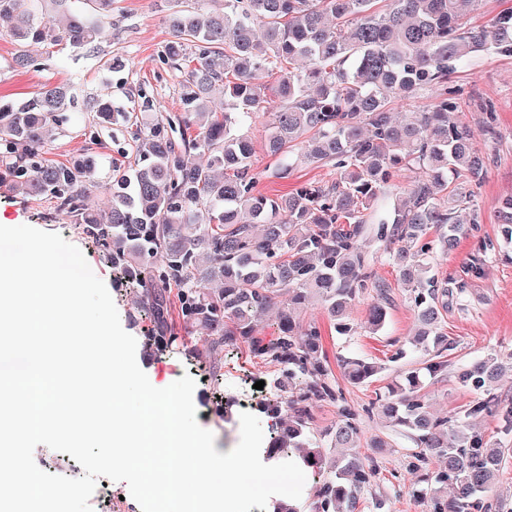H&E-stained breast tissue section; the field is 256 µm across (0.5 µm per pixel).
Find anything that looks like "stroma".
I'll return each mask as SVG.
<instances>
[{
  "instance_id": "35a3bbf8",
  "label": "stroma",
  "mask_w": 512,
  "mask_h": 512,
  "mask_svg": "<svg viewBox=\"0 0 512 512\" xmlns=\"http://www.w3.org/2000/svg\"><path fill=\"white\" fill-rule=\"evenodd\" d=\"M176 8L175 0H117L112 12L111 40L77 55L67 48L31 46L30 54L40 63L35 70L15 68L13 58L18 47L0 36V98L26 101L46 86L70 84L83 99L104 89L111 91L112 109L116 112L136 115L147 110L181 111L180 74L162 61V50L171 38L166 17ZM116 57L124 61V69L109 68L110 59ZM448 86L455 92L460 118L471 127L475 146L486 158V173L483 181L471 189L481 213L478 236H463L454 251L438 253L434 270L441 277L459 271L476 256V238L490 240L492 248L481 257V274L470 278L460 298L448 305V369L424 384L423 392L432 410L447 417L463 414L484 394L459 383V367L491 353L512 355V242L502 238L496 218L498 202L512 196V55H475L457 67ZM489 109L496 114L490 127L485 124V112ZM91 118V113L80 109L69 112L67 123L52 133L53 158L68 160L85 154L87 142L82 129ZM266 120V115H257L248 130L253 160L264 172L257 192L284 195L298 185L331 178L330 168L304 164L288 178H277V161L265 149ZM0 222L54 232L78 247L89 266L101 272L123 329L136 338L137 362L150 383L167 386L183 375H190L196 383L193 402L197 422L214 434L217 452L236 447L241 411L236 406L225 409L223 399L247 395L260 380L272 383L276 376L273 365L253 358L244 348L223 352L209 364H201L193 355L200 332L189 326L180 331V346L148 349L146 338L153 329L150 316L142 310L136 296L117 282L111 264L96 245L78 234L68 218L56 213L47 201L17 194L9 185L1 184ZM364 247L378 254L373 269L390 288L392 303L384 327L376 332L366 327L367 309L372 301L368 295L356 300L351 309L354 333L350 336L334 331L321 305H311L299 314L302 323L320 326L329 360L354 353L380 366V373L361 385L348 383L340 368H333L345 400L357 407L368 405L387 386L402 382L404 372L418 368L421 360L419 354L409 350L415 316L405 286L387 257L380 255L379 244L368 241ZM362 429L360 452L372 459L375 474L364 492L365 506L361 512H432L429 501L417 498L413 491L420 487L427 470L437 468V460L419 459L410 437L378 415L363 417ZM476 430L484 441L509 451L495 487L482 496L478 512H512V426L493 416L478 421ZM376 439L383 440V447H373Z\"/></svg>"
}]
</instances>
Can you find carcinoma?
I'll use <instances>...</instances> for the list:
<instances>
[{
    "label": "carcinoma",
    "mask_w": 512,
    "mask_h": 512,
    "mask_svg": "<svg viewBox=\"0 0 512 512\" xmlns=\"http://www.w3.org/2000/svg\"><path fill=\"white\" fill-rule=\"evenodd\" d=\"M113 0H0V20L17 45L91 48L112 30ZM193 0L168 18L172 40L164 60L183 75V113L140 123L112 111L111 95L87 99L102 123L129 129L132 164L109 162V176L94 180L99 155L54 161L47 133L78 98L69 85L22 102L0 101V183L40 197L92 240L124 283L138 288L139 304L154 319L149 348L179 339L169 317L176 292L183 322L202 330L196 355L207 359L242 346L278 367L284 397L261 407L280 421L268 441L270 460L296 451L301 466L319 476L314 512H357L370 484L371 460L344 448L360 447L361 414L377 411L408 433L424 458L440 467L416 490L434 512H467L495 484L505 452L475 432H464L494 412L495 400L475 403L461 425L430 412L423 380L448 369L444 313L456 277L432 273V253L479 230L471 196L448 191V172L477 184L486 173L474 134L459 118L445 87L456 64L477 53L512 54V7L485 25L469 23L481 0ZM278 73V104L271 112L268 155L284 159L276 175L288 178L294 149L307 164L329 166L334 178L271 198L255 191L251 140L238 131L266 102L260 76ZM434 93L420 112L398 121L390 103L420 91ZM422 170L387 216L374 217L379 193L408 167ZM106 197L90 203L93 190ZM500 232L512 240V196L497 210ZM435 230L430 240L427 234ZM385 244L388 260L409 288L418 330L412 350L423 369L358 410L332 383L320 329L297 311L312 299L325 307L337 334L352 331L348 311L375 293L366 325L381 329L390 298L362 248ZM274 313L276 336L258 317ZM352 384L380 367L356 356L338 359ZM507 368L496 354L458 374L478 389ZM336 405V420L315 431L314 407ZM451 485V500L436 497Z\"/></svg>",
    "instance_id": "cac0c4a2"
}]
</instances>
